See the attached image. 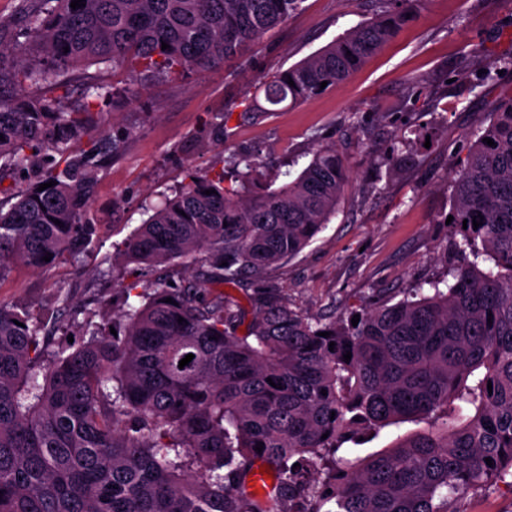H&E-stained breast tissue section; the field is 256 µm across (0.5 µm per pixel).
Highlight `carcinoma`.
Returning a JSON list of instances; mask_svg holds the SVG:
<instances>
[{"label": "carcinoma", "instance_id": "obj_1", "mask_svg": "<svg viewBox=\"0 0 512 512\" xmlns=\"http://www.w3.org/2000/svg\"><path fill=\"white\" fill-rule=\"evenodd\" d=\"M71 2L19 0L22 28L0 24V277L78 259L97 239L98 174L122 141L99 131L109 90L91 83L72 101L60 72L110 63L131 75V99L144 81L249 65L250 45L302 0ZM399 2L264 81L246 109L267 115L344 83L416 18L421 0ZM230 117L210 116L195 138L224 142ZM228 163V184L222 169H188L122 242L127 262L181 265L191 280L155 279L117 334L60 295L69 322L56 331L89 339L52 350L40 319L0 303V512H457L460 496L512 477V100L452 177L457 258L429 294L355 326L302 314L264 278L336 214L349 185L336 147L257 194V159ZM224 286L249 291L241 335ZM406 422L426 428L362 457L348 447ZM257 462L275 477L260 491Z\"/></svg>", "mask_w": 512, "mask_h": 512}]
</instances>
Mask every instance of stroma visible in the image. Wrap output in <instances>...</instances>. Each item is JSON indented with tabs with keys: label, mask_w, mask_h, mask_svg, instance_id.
<instances>
[{
	"label": "stroma",
	"mask_w": 512,
	"mask_h": 512,
	"mask_svg": "<svg viewBox=\"0 0 512 512\" xmlns=\"http://www.w3.org/2000/svg\"><path fill=\"white\" fill-rule=\"evenodd\" d=\"M379 0H303L250 51L256 65L146 81L139 98L102 105L104 128L125 135L106 159L91 212L99 226L93 255L44 272L21 264L0 276V302L51 320L58 295L92 304L101 320L125 308L122 285L146 283L149 270L100 275L99 262L122 263V241L141 224L144 201L183 181L187 166H222L234 153L261 160L256 186L279 165L335 145L350 183L334 217L301 253L270 271L293 308L326 319L395 304L438 279L455 255L446 220L450 182L469 144L512 99V0H423L417 18L350 79L304 103L263 117L246 114L243 98L259 79L309 57L379 11ZM488 79L479 80V71ZM232 113L224 144L197 142L208 115ZM457 512H512V488L489 485L458 500Z\"/></svg>",
	"instance_id": "35a3bbf8"
}]
</instances>
